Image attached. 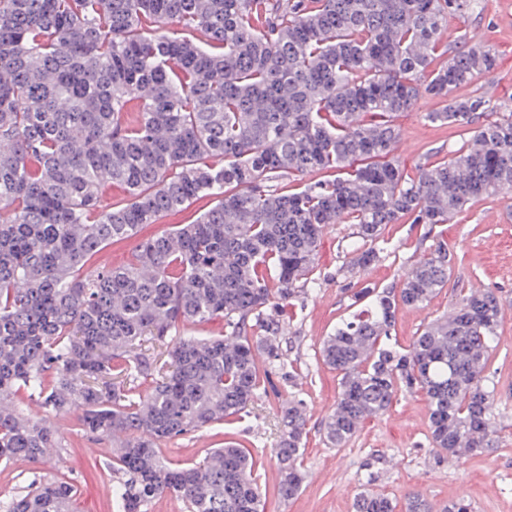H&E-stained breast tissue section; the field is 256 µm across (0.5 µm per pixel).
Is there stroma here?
Segmentation results:
<instances>
[{
  "instance_id": "stroma-1",
  "label": "stroma",
  "mask_w": 512,
  "mask_h": 512,
  "mask_svg": "<svg viewBox=\"0 0 512 512\" xmlns=\"http://www.w3.org/2000/svg\"><path fill=\"white\" fill-rule=\"evenodd\" d=\"M463 29L495 47L497 65L458 88L457 96H482L503 110L512 109V0H483L482 10L466 20L449 19L445 41H454ZM436 107V101L424 97L413 111L397 118L401 129L397 154L406 177L415 176L421 166L446 160L467 138L465 132L425 121L424 113ZM353 231V225L338 224L323 237L313 272L317 285L310 294L295 299L294 317L281 337L287 367L270 375L277 396L258 400L240 420L179 437L169 444L167 457L174 462L198 461L225 442L241 443L258 460L267 512H352L354 497L363 488L397 501L417 492L437 510L463 499L472 503L475 512H512V199L482 198L450 223L433 227L388 225L377 244L378 261L349 275L343 271L345 246ZM438 238L447 240L455 254L450 285L426 308L399 312L397 339L409 345L424 324L453 307L457 289L496 291L503 316L491 365L498 428L494 448L458 461L440 458L430 443L428 406L420 394L399 397L387 413L367 421L345 447H329L321 423L336 402L338 387L335 371L316 356L320 339L350 312L352 289L398 281ZM288 397L302 401L310 414L303 459L309 477L297 498L284 502L274 490L277 472L272 450L278 439L277 401ZM59 428L60 457L0 466V506L8 504L33 478L58 475L77 489L72 512H112L116 476L108 467L111 442L86 434L74 415L61 418Z\"/></svg>"
}]
</instances>
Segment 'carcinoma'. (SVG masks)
<instances>
[{
  "mask_svg": "<svg viewBox=\"0 0 512 512\" xmlns=\"http://www.w3.org/2000/svg\"><path fill=\"white\" fill-rule=\"evenodd\" d=\"M481 4L0 0V464L60 456L59 427L28 412L38 402L112 441V512L166 496L185 512H264L248 450L173 464L164 447L268 396L258 357L281 366L279 338L316 285L329 226H355L350 265L365 269L387 225L446 224L512 193V112L454 96L496 52L466 32L451 49L441 40L448 19ZM424 94L441 103L428 122L470 138L408 179L395 120ZM106 184L126 199L104 202ZM202 199L195 221L143 240L132 263L93 267L106 246ZM453 264L438 239L398 282L353 292L318 348L338 376L327 443L345 446L399 396L422 393L444 457L493 447L497 294L459 295L407 347L392 336L401 310L448 286ZM216 319L218 336L182 332ZM276 418L275 491L288 501L306 479L309 414L290 401ZM75 494L63 477L35 479L4 512H71ZM353 512L433 507L364 488Z\"/></svg>",
  "mask_w": 512,
  "mask_h": 512,
  "instance_id": "1",
  "label": "carcinoma"
}]
</instances>
